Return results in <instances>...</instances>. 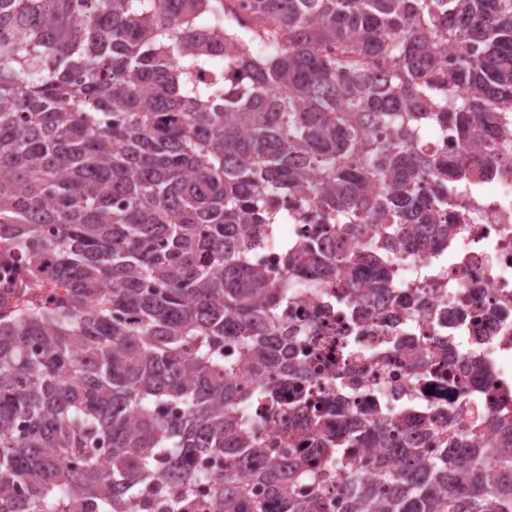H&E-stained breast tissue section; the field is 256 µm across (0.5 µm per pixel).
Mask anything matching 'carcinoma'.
Returning <instances> with one entry per match:
<instances>
[{
	"label": "carcinoma",
	"instance_id": "obj_1",
	"mask_svg": "<svg viewBox=\"0 0 512 512\" xmlns=\"http://www.w3.org/2000/svg\"><path fill=\"white\" fill-rule=\"evenodd\" d=\"M253 2L0 0V512H175L199 456L224 476L198 512H325L286 494L308 439L260 475L271 500L238 478L263 447L239 378L269 366L275 397L301 371L279 306L390 262L494 163L512 0ZM450 119L470 156L448 167L426 131ZM297 196L336 241L365 230L358 249L312 236L252 269L242 226L288 223L274 201ZM357 446L323 449L349 512H512V445L407 448L371 478ZM375 480L393 491L373 504Z\"/></svg>",
	"mask_w": 512,
	"mask_h": 512
}]
</instances>
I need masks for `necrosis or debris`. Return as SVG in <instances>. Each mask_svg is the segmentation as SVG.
<instances>
[{"label":"necrosis or debris","instance_id":"4bbe7bcc","mask_svg":"<svg viewBox=\"0 0 512 512\" xmlns=\"http://www.w3.org/2000/svg\"><path fill=\"white\" fill-rule=\"evenodd\" d=\"M491 135L505 159L479 181L448 187L453 236L409 248L359 275L354 288L325 284L309 297L306 316L324 332L315 356L300 348L294 356L319 407L344 406L339 434L400 411L404 422L386 446L438 452L439 431L468 441L462 416L477 405L493 419L482 444L498 445L504 426L512 427V112L498 113ZM309 234L300 223L282 225L276 240L260 224L242 230L244 239L263 242L251 254L257 270L280 263L283 242L297 245ZM310 419L306 412L266 424L267 457L292 462L288 436L309 432ZM267 457L242 476L261 497L268 489L255 471Z\"/></svg>","mask_w":512,"mask_h":512}]
</instances>
